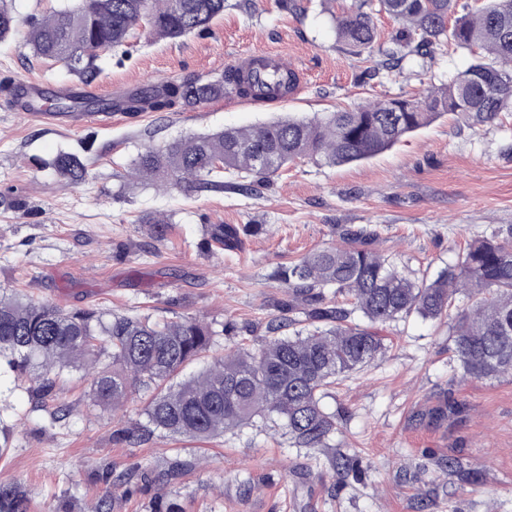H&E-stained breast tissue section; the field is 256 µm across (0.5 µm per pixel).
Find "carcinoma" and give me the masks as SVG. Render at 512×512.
I'll use <instances>...</instances> for the list:
<instances>
[{
    "label": "carcinoma",
    "instance_id": "1",
    "mask_svg": "<svg viewBox=\"0 0 512 512\" xmlns=\"http://www.w3.org/2000/svg\"><path fill=\"white\" fill-rule=\"evenodd\" d=\"M226 0H75L31 25L24 39L34 56L64 62L84 79L92 76L98 53L123 46L141 23L159 39H177L208 28L224 14ZM457 0H356L333 17L339 41L350 52H373L377 40L373 8L401 23L391 36L395 50L385 67L394 69L411 54L431 55L451 44L483 55L445 86L418 98L341 108L321 117L281 118L259 126L193 134L164 149L147 148L133 160L130 177L161 187L182 180L195 188L222 187L224 172L240 178L249 194L255 185L297 159L342 165L368 159L406 134L452 114L471 128L512 112V0H483L456 15ZM20 33L11 10L0 5V41ZM259 83L252 71L227 69L209 81L148 85L115 100L68 95L56 102L62 112L111 107L135 116L178 112L224 96H247ZM63 180L79 185L87 165L76 152L49 162ZM150 235L162 238L169 224L146 214ZM240 228L210 225L208 244L234 248ZM277 279L286 299L271 316L258 347H239L212 357L201 371L184 369L209 352L216 330L196 316L153 321L98 309H61L17 296L0 297V374H28L39 397L50 395L66 371L84 369L92 378L96 405L117 409L136 391L148 393L142 420L120 431L134 444L157 437L204 442L250 425L277 419L295 448H334L336 412L324 405L336 381L382 360L387 351L381 327L417 313L451 321L454 352L462 377H512V235L470 241L458 263L437 275L412 279L372 247L362 233L348 232L341 244L316 249L283 267ZM471 305L451 312L454 295ZM448 400L429 412L435 421L463 412ZM337 474L358 479L361 461L339 453L329 458ZM196 462L175 458L159 474L165 483ZM25 491L0 481V512H28Z\"/></svg>",
    "mask_w": 512,
    "mask_h": 512
}]
</instances>
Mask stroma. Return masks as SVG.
Returning <instances> with one entry per match:
<instances>
[{
  "label": "stroma",
  "mask_w": 512,
  "mask_h": 512,
  "mask_svg": "<svg viewBox=\"0 0 512 512\" xmlns=\"http://www.w3.org/2000/svg\"><path fill=\"white\" fill-rule=\"evenodd\" d=\"M351 0H227L208 30L156 40L136 30L125 46L101 53L91 86L116 97L148 84L220 77L233 60L276 51L301 70L305 84L288 103L248 106L222 98L180 112H147L103 128L69 129L17 116L0 91V290L63 309L98 308L158 320L197 315L232 323L220 347L254 345L252 327L277 312L281 267L339 242L348 230L373 234L375 247L410 277H436L455 265L472 239L512 230V112L472 129L444 116L361 163L329 166L304 159L252 194L231 186L160 191L129 180L133 158L188 134L245 127L286 116L313 117L369 101L415 96L450 82L472 61L467 50L438 48L382 68L397 27L374 13L378 49L357 56L336 37L332 11ZM43 83L42 106L80 81L65 64L33 56L21 38L0 42V81ZM83 156L78 186L48 162L57 153ZM170 214L164 238L140 217ZM242 227L231 250L205 247L207 227ZM385 359L336 384L324 403L339 412L335 449L293 448L269 422L225 432L204 444L156 438L132 445L114 432L141 406L118 412L94 407L90 381L76 372L48 397L24 378L0 379V431L10 434L0 479L18 482L30 512H57L99 498L97 471L135 472L131 493L114 512H150L157 472L174 455L197 466L167 485L165 501L182 512H512V378L465 379L453 357L449 325L410 315L381 330ZM465 410L445 422L428 411L446 399ZM71 408L56 423L59 405ZM360 458L361 480H341L333 451ZM451 458L477 468L468 485L441 470Z\"/></svg>",
  "instance_id": "stroma-1"
}]
</instances>
